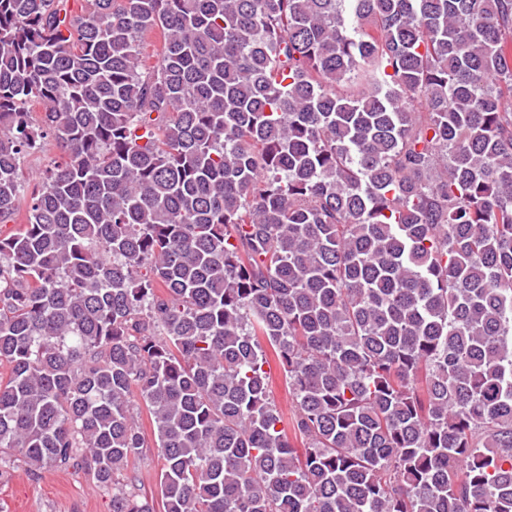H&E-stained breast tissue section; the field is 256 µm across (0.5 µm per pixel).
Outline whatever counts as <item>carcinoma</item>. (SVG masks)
Here are the masks:
<instances>
[{
	"mask_svg": "<svg viewBox=\"0 0 512 512\" xmlns=\"http://www.w3.org/2000/svg\"><path fill=\"white\" fill-rule=\"evenodd\" d=\"M22 206L0 448L30 475L155 512L136 394L163 512H512V0H0ZM59 151L51 146L48 151L29 156L25 160L24 174L30 185L29 191L38 188V180L42 171L50 165L60 162ZM270 372L272 398L279 406L285 417H288V421H290V418L294 413V403L288 393V389L286 388L285 380L278 363L274 359H271L270 362ZM140 403L143 424L146 432V445L143 448V455L130 464L127 471L124 472L125 481L131 482L132 487L140 495H145L149 500H154L156 512L162 511L159 479L161 475L162 463L157 456L154 436L149 425V414L145 406ZM128 480H127V479Z\"/></svg>",
	"mask_w": 512,
	"mask_h": 512,
	"instance_id": "obj_1",
	"label": "carcinoma"
}]
</instances>
